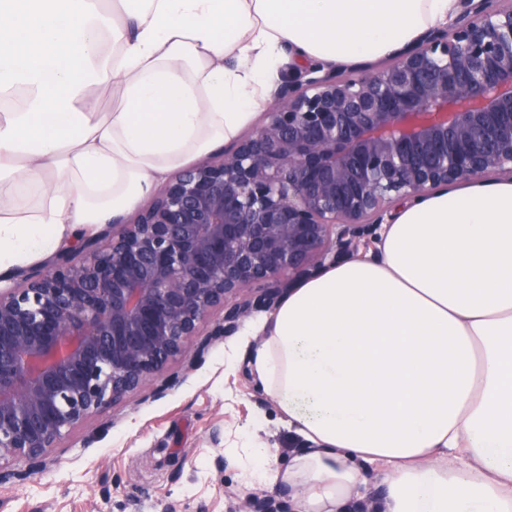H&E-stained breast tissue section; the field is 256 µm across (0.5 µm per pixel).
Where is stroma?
I'll return each mask as SVG.
<instances>
[{"instance_id":"obj_1","label":"stroma","mask_w":512,"mask_h":512,"mask_svg":"<svg viewBox=\"0 0 512 512\" xmlns=\"http://www.w3.org/2000/svg\"><path fill=\"white\" fill-rule=\"evenodd\" d=\"M194 369L177 360L153 389L128 394L49 449L45 471L0 484V512H237L244 496L233 458L252 430L287 466L298 446L253 371L241 330L217 336ZM235 349L232 363L224 352Z\"/></svg>"}]
</instances>
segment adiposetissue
I'll use <instances>...</instances> for the list:
<instances>
[{"instance_id":"1","label":"adipose tissue","mask_w":512,"mask_h":512,"mask_svg":"<svg viewBox=\"0 0 512 512\" xmlns=\"http://www.w3.org/2000/svg\"><path fill=\"white\" fill-rule=\"evenodd\" d=\"M461 7L0 0V95H22L0 108V272L122 223L268 108L286 64L390 58ZM245 333L306 444L283 469L251 440L246 490L288 488L296 512H512V181L403 203L373 256L298 283Z\"/></svg>"}]
</instances>
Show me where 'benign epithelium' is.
<instances>
[{
    "label": "benign epithelium",
    "mask_w": 512,
    "mask_h": 512,
    "mask_svg": "<svg viewBox=\"0 0 512 512\" xmlns=\"http://www.w3.org/2000/svg\"><path fill=\"white\" fill-rule=\"evenodd\" d=\"M492 2L464 0L450 28L386 64L305 68L221 160L177 174L133 222L0 277V461L26 464L0 483L186 357L213 310L222 336L396 205L512 179V0Z\"/></svg>",
    "instance_id": "7a95c632"
}]
</instances>
